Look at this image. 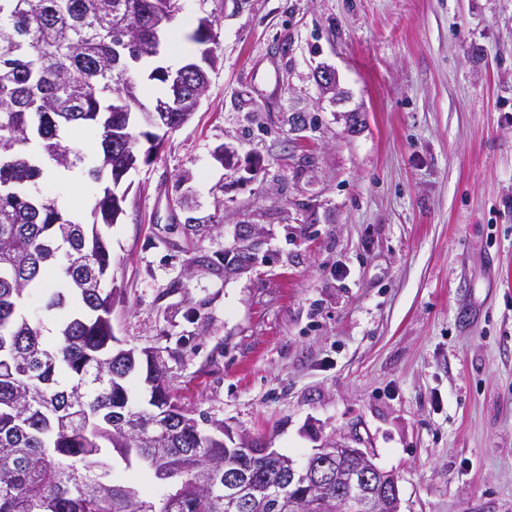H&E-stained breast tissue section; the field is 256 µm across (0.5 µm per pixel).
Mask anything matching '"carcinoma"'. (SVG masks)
Returning <instances> with one entry per match:
<instances>
[{
    "instance_id": "carcinoma-1",
    "label": "carcinoma",
    "mask_w": 512,
    "mask_h": 512,
    "mask_svg": "<svg viewBox=\"0 0 512 512\" xmlns=\"http://www.w3.org/2000/svg\"><path fill=\"white\" fill-rule=\"evenodd\" d=\"M177 9L178 0H0V512H270L269 487L281 492L277 512H329L322 502L336 495L332 484L304 508L308 487L288 481L289 457L224 446V425L202 432L172 401L159 365L113 347V292L103 288L112 245L100 226L123 212L118 188L139 163V138L159 140L132 120L148 108L120 75L130 59L158 56ZM188 39L200 60L148 74L166 87L153 110L167 113L168 130L182 124L170 76L194 68L180 90L191 102L216 62L213 34L198 26ZM74 128L100 130L89 167L63 136ZM36 150L99 185L92 223L32 193L43 179ZM30 288L46 289L47 311L65 312L52 344L22 312ZM132 375L150 387L145 406L130 401ZM105 448L145 468L118 479ZM226 460L252 478L240 505L224 500Z\"/></svg>"
}]
</instances>
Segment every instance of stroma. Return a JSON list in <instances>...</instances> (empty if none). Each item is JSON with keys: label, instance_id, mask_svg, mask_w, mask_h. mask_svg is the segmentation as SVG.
<instances>
[{"label": "stroma", "instance_id": "obj_1", "mask_svg": "<svg viewBox=\"0 0 512 512\" xmlns=\"http://www.w3.org/2000/svg\"><path fill=\"white\" fill-rule=\"evenodd\" d=\"M179 6L161 65L197 57L204 17L218 60L106 231L118 347L205 432L300 463L353 436L401 512H512V0ZM96 191L35 188L79 215Z\"/></svg>", "mask_w": 512, "mask_h": 512}]
</instances>
